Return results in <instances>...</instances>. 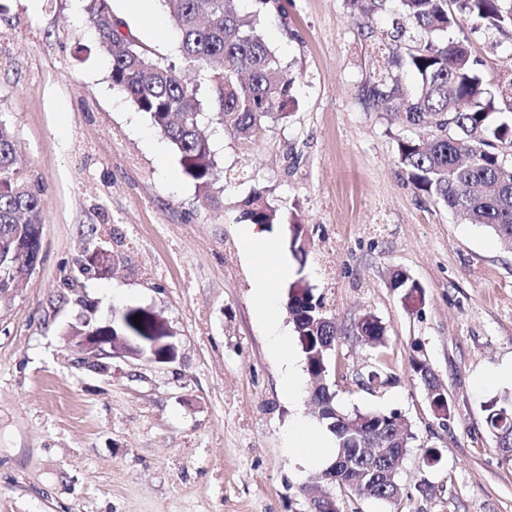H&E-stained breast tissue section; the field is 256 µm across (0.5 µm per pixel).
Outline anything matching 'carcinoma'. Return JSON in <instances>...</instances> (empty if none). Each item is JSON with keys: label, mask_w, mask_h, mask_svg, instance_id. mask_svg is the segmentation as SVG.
Here are the masks:
<instances>
[{"label": "carcinoma", "mask_w": 512, "mask_h": 512, "mask_svg": "<svg viewBox=\"0 0 512 512\" xmlns=\"http://www.w3.org/2000/svg\"><path fill=\"white\" fill-rule=\"evenodd\" d=\"M176 22L180 60L213 72L207 101L184 79L173 62L162 60L109 22L108 0H89L88 20L110 63L112 85L148 115L156 130L180 157L183 173L195 182L202 199L213 200L223 171L217 167L203 126L204 112L224 131L248 141L270 122L289 118L297 105L295 78L282 72L276 53L266 44L255 19L238 10L237 0H163ZM503 0H399V18L377 52L386 70L409 68L419 79L413 92L382 76L363 86L366 109L398 115L424 131L398 141V165L418 190L442 203L470 224L491 228L512 246V163L499 147L512 146V92H493L483 81L479 61L468 47V32L482 27L512 30V6ZM22 164L11 125L0 119V290L18 287L30 271L14 261L20 249L36 254L42 234L40 189L20 176ZM245 220L262 227L279 223L277 209L265 193L247 198ZM392 285L414 299L421 286L398 272ZM307 374L328 364L327 348L340 333L321 311L312 290L289 294L285 302ZM358 327L383 345L384 328L372 314ZM117 333L142 336L146 325L129 318L113 321ZM415 377L431 389L439 382L426 361L412 363ZM313 416L335 437V456L343 457L338 485L358 494L392 502L401 494L398 471L414 440L412 431L396 434L395 421L382 411L347 412L336 405L329 377L310 387ZM486 423L496 450L512 461V395L487 402ZM366 417L388 433L387 454L375 458V434L349 430L343 418Z\"/></svg>", "instance_id": "1"}]
</instances>
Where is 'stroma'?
<instances>
[{"label":"stroma","instance_id":"obj_1","mask_svg":"<svg viewBox=\"0 0 512 512\" xmlns=\"http://www.w3.org/2000/svg\"><path fill=\"white\" fill-rule=\"evenodd\" d=\"M87 5L39 0L33 12L0 0V118L15 130L21 176L42 185L43 224L40 263L0 301V512H309L303 487L316 468L288 447L296 418H312L309 377L294 352L300 391L289 401L240 243L241 202L256 189L278 208L268 235L292 270L279 299L312 289L341 330L330 354L338 405L402 412L414 433L401 498L339 487L344 512H512V462L483 410L512 392L494 379L512 363V246L416 190L396 162L413 129L367 111L362 87L382 71L375 39L390 13L238 0L296 75L298 106L250 141L209 125L226 178L206 203L113 87ZM469 46L490 89L512 84V35L483 28ZM100 246L114 267L81 274L79 258ZM397 271L421 285V303L392 287ZM129 307L166 326L175 361L82 365L69 325ZM366 313L384 346L356 336ZM415 358L446 389L447 422L413 379ZM375 369L381 383L362 386Z\"/></svg>","mask_w":512,"mask_h":512}]
</instances>
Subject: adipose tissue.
<instances>
[{
	"label": "adipose tissue",
	"mask_w": 512,
	"mask_h": 512,
	"mask_svg": "<svg viewBox=\"0 0 512 512\" xmlns=\"http://www.w3.org/2000/svg\"><path fill=\"white\" fill-rule=\"evenodd\" d=\"M241 241L244 251L259 259L254 295L259 316L268 330L270 345L278 355H286L289 341L277 319L276 286L288 279L289 266L280 259L275 243L261 227L243 225ZM288 446L295 456L310 465L328 462L334 453L327 437L302 420L294 424L288 436Z\"/></svg>",
	"instance_id": "1"
}]
</instances>
